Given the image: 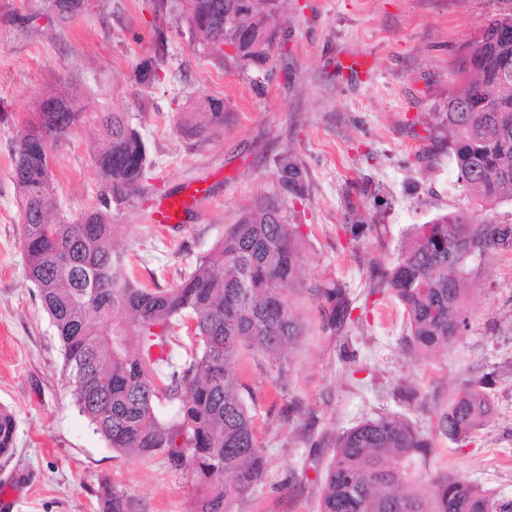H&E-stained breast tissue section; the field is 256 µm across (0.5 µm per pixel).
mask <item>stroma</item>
<instances>
[{
    "label": "stroma",
    "instance_id": "stroma-1",
    "mask_svg": "<svg viewBox=\"0 0 512 512\" xmlns=\"http://www.w3.org/2000/svg\"><path fill=\"white\" fill-rule=\"evenodd\" d=\"M22 9V0H0V407L17 421L0 484L16 476L26 483L13 512H99L105 479L124 492L129 512H188L194 493L161 456L113 450L79 413L61 342L28 278L12 152L40 102L71 78L94 109L128 113L148 148L140 193L112 212L114 251L134 284L176 286L243 210L276 197L301 226L305 285L342 283L366 311L362 322L333 330L318 302L301 297L294 311L306 333L281 391L262 360L244 363L268 467L264 485L232 512H318L329 455L314 453L312 442H332L382 413L433 441L413 489L452 471L512 499V251L471 260L469 326L439 353L411 349L402 305L369 292L372 268L395 263L413 225L456 208L479 224L512 219L511 204L488 210L454 190L434 119L458 87L463 45L489 16L512 14V0H284L288 40L277 65L288 76L270 82L203 56L174 27L157 48L146 0H111L104 14L36 31L14 22ZM148 59L156 74L144 80ZM348 60L359 61L355 73L342 71ZM204 95L223 98L224 132L184 138L179 114ZM95 135L79 126L55 150L53 194L72 219L99 202ZM286 153L304 172L300 202L280 188L276 160ZM190 183L207 196L186 223H153L159 200ZM350 224L364 234L352 237ZM487 373L493 410L485 424L463 445L437 435L441 410ZM291 401L300 413L288 419Z\"/></svg>",
    "mask_w": 512,
    "mask_h": 512
}]
</instances>
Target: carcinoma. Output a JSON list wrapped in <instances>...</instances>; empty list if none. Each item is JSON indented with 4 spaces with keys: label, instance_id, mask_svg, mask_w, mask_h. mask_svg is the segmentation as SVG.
I'll use <instances>...</instances> for the list:
<instances>
[{
    "label": "carcinoma",
    "instance_id": "carcinoma-1",
    "mask_svg": "<svg viewBox=\"0 0 512 512\" xmlns=\"http://www.w3.org/2000/svg\"><path fill=\"white\" fill-rule=\"evenodd\" d=\"M282 0H165L151 2L187 30L204 55L271 78L286 34L272 25ZM108 0H27L14 21L22 29L51 25ZM481 41L467 46L457 69L461 88L436 113L459 195L493 209L512 204V15H492ZM234 46L231 55L215 47ZM224 99L204 96L181 113L188 138L224 130ZM100 131L94 162L103 180L99 206L77 220L54 214L57 144L76 127ZM148 166L146 145L121 112H103L75 95L43 100L13 154V179L23 209V248L29 280L63 343V366L75 406L115 450L161 455L197 487L189 512H231L232 504L263 484L266 450L244 393L239 361L261 357L273 386H281L291 351L303 332L292 310L302 255L300 225L268 200L241 213L224 237L173 288L134 285L114 254L112 207L133 199ZM289 195L303 197L304 173L292 156L279 160ZM512 251V223L473 222L464 209L414 226L395 264L370 284L403 306L410 342L423 354L448 347L466 330L463 307L471 252ZM328 324L351 320L346 289H317ZM194 330L195 347L180 363L169 355L176 330ZM480 378L466 385L437 423L459 444L483 425L492 408ZM177 404L169 419L155 414L159 398ZM17 424L0 408V452L14 451ZM432 439L396 415L365 419L336 436L326 466L319 512H512V499L453 473L432 478L421 493L406 489L407 467L425 458ZM101 512H129L124 493L103 482Z\"/></svg>",
    "mask_w": 512,
    "mask_h": 512
}]
</instances>
